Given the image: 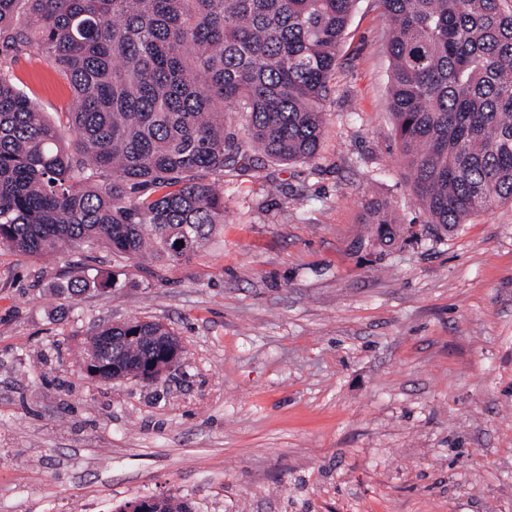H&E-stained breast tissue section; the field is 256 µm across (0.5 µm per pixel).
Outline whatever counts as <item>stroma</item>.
Masks as SVG:
<instances>
[{"mask_svg":"<svg viewBox=\"0 0 512 512\" xmlns=\"http://www.w3.org/2000/svg\"><path fill=\"white\" fill-rule=\"evenodd\" d=\"M376 0H358L316 157L224 174V224L187 262L0 248V512H113L178 496L193 512H512V204L454 236L425 224L386 103ZM57 124L68 80L8 56ZM414 238L354 248L370 204ZM118 288L64 295L78 271ZM181 338L153 384L76 358L97 325Z\"/></svg>","mask_w":512,"mask_h":512,"instance_id":"35a3bbf8","label":"stroma"}]
</instances>
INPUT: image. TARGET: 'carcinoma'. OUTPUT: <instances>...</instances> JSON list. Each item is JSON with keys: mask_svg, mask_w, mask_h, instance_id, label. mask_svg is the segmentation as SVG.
<instances>
[{"mask_svg": "<svg viewBox=\"0 0 512 512\" xmlns=\"http://www.w3.org/2000/svg\"><path fill=\"white\" fill-rule=\"evenodd\" d=\"M357 0H0V246L29 256L103 248L187 262L224 223L219 182L247 152L313 158ZM388 28V109L425 223L448 235L512 202V0H377ZM36 49L78 106L62 128L4 57ZM241 113L235 142L224 117ZM369 246L414 236L380 204ZM187 247L174 251L176 241ZM72 278L66 293L113 288ZM93 330L81 360L102 381L136 375L164 341ZM151 512H191L176 497Z\"/></svg>", "mask_w": 512, "mask_h": 512, "instance_id": "1", "label": "carcinoma"}]
</instances>
